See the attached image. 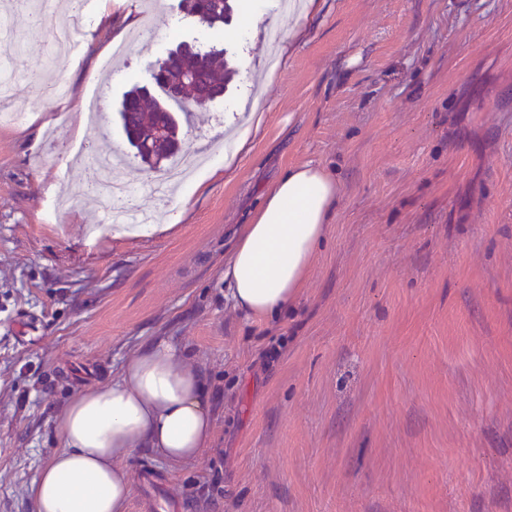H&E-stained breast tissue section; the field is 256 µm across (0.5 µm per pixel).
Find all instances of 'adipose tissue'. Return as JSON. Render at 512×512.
<instances>
[{"label": "adipose tissue", "instance_id": "adipose-tissue-1", "mask_svg": "<svg viewBox=\"0 0 512 512\" xmlns=\"http://www.w3.org/2000/svg\"><path fill=\"white\" fill-rule=\"evenodd\" d=\"M328 171L291 168L266 189L224 262L235 307L254 319L294 301L338 202ZM61 446L28 489L34 512H127L133 482L121 460L149 448L195 461L213 421L200 371L170 339L139 348L111 382L82 388L57 415Z\"/></svg>", "mask_w": 512, "mask_h": 512}]
</instances>
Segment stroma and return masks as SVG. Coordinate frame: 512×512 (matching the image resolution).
<instances>
[{
  "label": "stroma",
  "mask_w": 512,
  "mask_h": 512,
  "mask_svg": "<svg viewBox=\"0 0 512 512\" xmlns=\"http://www.w3.org/2000/svg\"><path fill=\"white\" fill-rule=\"evenodd\" d=\"M85 2L78 56L54 57L51 15L13 16L15 98L68 95L0 125V512H33L59 407L159 336L203 370L214 419L193 462L123 459L163 479L169 512H512V0H316L245 38L233 12L236 73L184 148L219 149L243 113L259 128L164 199L129 159L131 205L157 220L135 235L91 159L104 131L126 148L119 102L151 85L179 0ZM304 164L335 176L338 207L298 297L248 318L224 261Z\"/></svg>",
  "instance_id": "35a3bbf8"
}]
</instances>
